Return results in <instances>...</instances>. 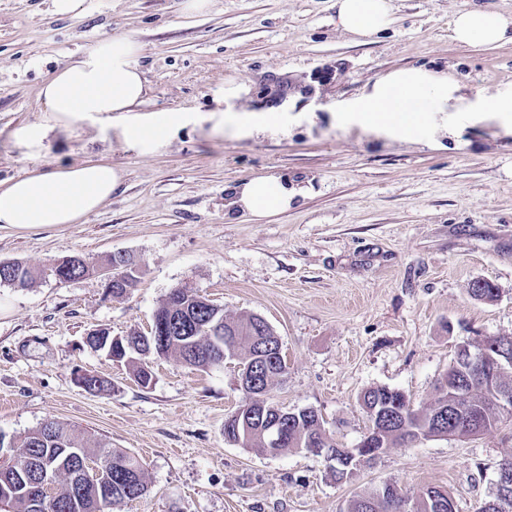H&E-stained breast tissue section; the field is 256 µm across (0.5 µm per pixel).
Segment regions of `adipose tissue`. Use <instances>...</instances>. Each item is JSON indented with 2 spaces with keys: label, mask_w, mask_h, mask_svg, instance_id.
<instances>
[{
  "label": "adipose tissue",
  "mask_w": 512,
  "mask_h": 512,
  "mask_svg": "<svg viewBox=\"0 0 512 512\" xmlns=\"http://www.w3.org/2000/svg\"><path fill=\"white\" fill-rule=\"evenodd\" d=\"M335 7L337 28L357 39L373 37L390 23L389 0H335ZM452 35L464 44L512 43V16L478 7L463 10L453 17ZM143 49L135 35H112L59 68L39 92L52 125L66 127L78 119L113 114L126 143L143 149L184 125L188 117L180 111L143 113L147 85L137 65ZM243 95L238 84L224 87L209 112L216 127L231 138L283 131L284 115L277 109L255 113L225 108V100ZM440 112L486 114L512 130V89H484L471 98L447 73L421 67L395 69L344 102L338 120L389 138L423 141L436 131ZM122 179L119 168L96 161L50 166L0 182V227L32 231L81 223L111 199ZM232 194L237 210L263 218L288 210L297 191L282 178L262 176L241 182Z\"/></svg>",
  "instance_id": "obj_1"
}]
</instances>
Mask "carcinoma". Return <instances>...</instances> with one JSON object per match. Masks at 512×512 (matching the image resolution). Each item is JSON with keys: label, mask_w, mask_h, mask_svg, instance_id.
<instances>
[{"label": "carcinoma", "mask_w": 512, "mask_h": 512, "mask_svg": "<svg viewBox=\"0 0 512 512\" xmlns=\"http://www.w3.org/2000/svg\"><path fill=\"white\" fill-rule=\"evenodd\" d=\"M477 300L495 299L494 286L475 280L469 288ZM215 309L198 291L174 288L161 302L154 319L166 323L176 320L189 322V330L174 333L167 341L164 357L173 356L182 363L201 370L221 367L224 355H234L238 364L253 368L260 356H268L263 377L274 386L286 370L285 360L273 355L280 339L273 327L261 316L246 314L223 320L224 339L216 341L212 332ZM113 356L125 365L135 382L142 388L153 384V372L141 353L125 346L116 347ZM471 379L475 386L473 403L464 415H448L454 401L457 385ZM493 394L482 384L479 375H465L456 364H451L440 380L436 396L425 407L415 409L407 399H402L377 420L369 419L376 431V447L391 448L397 444L414 442L431 433H445L455 438H467L481 431L492 429L499 421L493 412ZM249 432L233 440L244 448H260L277 456L292 448H303L316 453L320 446L334 447L335 439L327 433L318 413L305 408L289 418L288 437L277 447L268 448L261 432L262 421L248 422ZM16 457L0 463V490L10 489V495L0 499V512H114L127 501L142 497L148 490L145 467L134 454L121 448L91 440L77 428L51 419L29 432L21 440ZM108 461L111 467L93 470L86 467L88 460ZM52 477L56 492L46 494L36 489L44 473ZM374 502L371 512H399L393 501L377 500V492L356 496L350 512H360L361 501Z\"/></svg>", "instance_id": "cac0c4a2"}]
</instances>
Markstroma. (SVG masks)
I'll use <instances>...</instances> for the list:
<instances>
[{"label": "stroma", "mask_w": 512, "mask_h": 512, "mask_svg": "<svg viewBox=\"0 0 512 512\" xmlns=\"http://www.w3.org/2000/svg\"><path fill=\"white\" fill-rule=\"evenodd\" d=\"M179 3L81 0L71 17L53 0H0V180L89 160L123 173L83 223L0 228V260L36 273L24 287L0 284V458L56 419L144 463L146 496L117 512H348L358 494L386 483L413 495L434 487L455 512H476L512 457V418L466 439L387 449L339 483L310 452L270 456L225 440L224 422L243 399L236 361L199 371L154 357L144 389L83 338L97 328L149 331L169 291L192 288L226 316L269 322L287 370L267 401L315 409L340 446L368 431L367 389L430 403L459 342L512 336V132L442 112L449 131L413 143L340 126L336 109L400 68L446 71L470 95L511 86L512 43L461 45L450 23L475 6L511 15L512 0H392V23L364 42L337 30L334 0H217L194 17ZM119 33L145 45L146 110H183L190 121L148 151L107 119L25 137L45 120L46 79ZM326 68L336 82L325 103L289 113L285 133L230 138L207 118L228 82L251 95L268 75L300 84ZM270 175L298 191L287 211L256 219L230 207L231 187ZM114 252L138 267L120 298L106 296L94 271L67 282L52 272L70 256L94 268ZM477 279L494 285V301L470 295ZM77 369L105 378L107 391L78 387Z\"/></svg>", "instance_id": "35a3bbf8"}]
</instances>
